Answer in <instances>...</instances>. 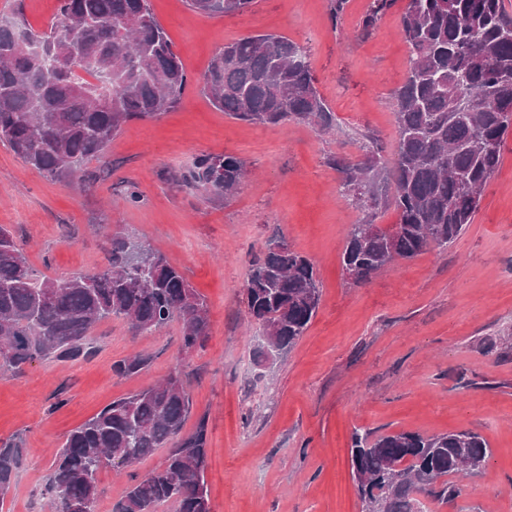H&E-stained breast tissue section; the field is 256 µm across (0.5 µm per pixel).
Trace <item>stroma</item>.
Segmentation results:
<instances>
[{
	"mask_svg": "<svg viewBox=\"0 0 512 512\" xmlns=\"http://www.w3.org/2000/svg\"><path fill=\"white\" fill-rule=\"evenodd\" d=\"M371 0H349L332 24L327 0H254L234 16L187 0H150L192 81L182 103L126 125L84 165V191L41 175L0 143V225L40 275L93 273L110 239L144 241L185 272L205 299L209 334L184 350L174 320L151 333L115 318L96 325L87 360L43 358L0 369V441L18 440L20 466L0 512H53L44 496L69 431L112 401L180 375L192 400L185 431L206 420L205 480L213 512H363L350 468L351 435L472 430L488 442L485 468L459 480L455 498L422 497L424 512H512V139L473 224L447 248L350 284L341 253L349 225L392 224L393 210L358 207L329 154L392 167L391 98L408 68L402 5L375 34H358ZM274 33L303 45L336 116L329 132L288 122L253 125L215 108L198 83L225 43ZM202 153L243 158L229 199L177 186L173 173ZM143 201L126 206L127 184ZM309 258L321 302L307 332L273 368L255 363V324L242 302L255 254L273 237ZM139 353V373L115 363Z\"/></svg>",
	"mask_w": 512,
	"mask_h": 512,
	"instance_id": "35a3bbf8",
	"label": "stroma"
}]
</instances>
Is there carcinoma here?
<instances>
[{"label":"carcinoma","instance_id":"1","mask_svg":"<svg viewBox=\"0 0 512 512\" xmlns=\"http://www.w3.org/2000/svg\"><path fill=\"white\" fill-rule=\"evenodd\" d=\"M397 0H372L360 35L369 36ZM208 15H236L253 0H189ZM76 36L82 59L55 72ZM400 35L409 59L394 96L397 146L395 191L380 194L384 168L373 156L330 162L343 186L373 209L392 208L389 232L353 224L341 253L353 282L369 281L396 260L443 249L473 223L482 191L499 170L512 132V15L504 0H407ZM212 104L251 124L308 123L328 130L334 115L316 86L306 48L267 33L240 38L211 59L200 77ZM190 83L180 57L149 0H61L56 22L36 31L22 11L0 19V140L24 163L54 180L70 181L101 155L132 121L149 120L181 103ZM471 107L455 114L457 102ZM247 173L232 154H201L175 181L215 200L233 195ZM109 267L61 279L39 276L11 232L0 226V368L37 359L87 357L93 326L126 318L152 332L177 318L182 347L191 351L209 334L208 308L185 273L148 244L110 238ZM247 313L266 336L255 351L264 363L304 336L321 300L313 263L281 239L253 259L244 284ZM136 355L114 365L138 372ZM191 400L172 374L118 399L70 431L53 461L45 494L55 512H96L98 474L120 461L141 462L170 447L163 466L132 480L113 512H212L205 472L208 430L202 419L182 434ZM492 451L472 430L435 435L401 431L351 437V467L365 512H422L419 496L444 502L458 490L452 478L476 472ZM20 445L0 441V500L10 490Z\"/></svg>","mask_w":512,"mask_h":512}]
</instances>
